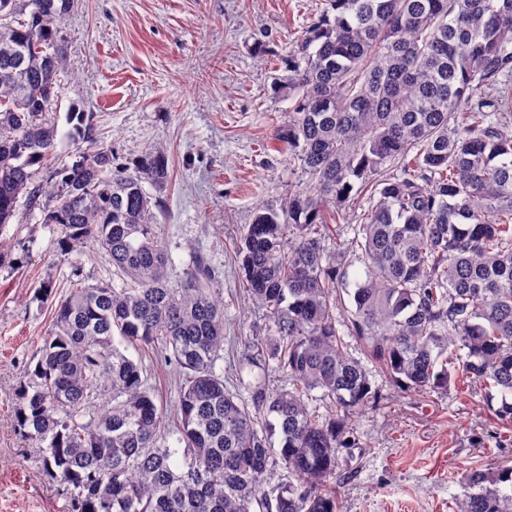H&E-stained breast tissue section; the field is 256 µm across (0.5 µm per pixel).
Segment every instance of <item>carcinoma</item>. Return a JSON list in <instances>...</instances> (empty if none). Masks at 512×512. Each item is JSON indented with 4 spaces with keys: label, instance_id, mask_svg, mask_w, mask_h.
I'll use <instances>...</instances> for the list:
<instances>
[{
    "label": "carcinoma",
    "instance_id": "carcinoma-1",
    "mask_svg": "<svg viewBox=\"0 0 512 512\" xmlns=\"http://www.w3.org/2000/svg\"><path fill=\"white\" fill-rule=\"evenodd\" d=\"M73 0H0V226L21 197L45 199L62 250L88 241L123 285L71 289L22 389V437L72 487L74 512H336L328 486L345 419L378 390L343 350L346 273L324 264L328 218L368 200L355 228L364 276L345 290L346 333L399 384L432 389L462 372L504 395L512 421V0H327L273 83L291 110L278 136L301 181L261 207L236 256L249 299L271 321L253 347L249 399L224 384V298L201 254L181 285L154 224L169 185L167 150L117 167L96 149L40 172L60 142L49 116ZM72 142L94 144L90 114L67 113ZM153 346L179 370L173 425L115 344ZM288 380L273 387L269 373ZM319 390L335 408L309 407ZM107 398L100 412L92 404ZM174 438L175 446L168 444ZM279 448H274V439ZM280 459L293 480L270 491ZM494 476L460 480L458 512H512Z\"/></svg>",
    "mask_w": 512,
    "mask_h": 512
}]
</instances>
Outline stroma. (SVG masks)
Segmentation results:
<instances>
[{
    "mask_svg": "<svg viewBox=\"0 0 512 512\" xmlns=\"http://www.w3.org/2000/svg\"><path fill=\"white\" fill-rule=\"evenodd\" d=\"M326 0H77L61 23L67 67L53 117L66 131L71 108L93 113L98 144L116 163L157 145L168 155L169 187L157 213L170 284L194 253L216 270L224 297L225 374L252 380L248 341L263 334L265 310L247 303L235 256L244 225L277 203L295 156L276 138L288 98L272 92L289 51ZM361 212L350 204L332 222L324 253L355 282L364 265L349 247ZM61 230L42 208L19 200L0 227V512H72V496L44 469L42 444L13 426L19 391L73 285L120 280L107 253L89 242L63 253ZM164 409L178 375L156 351L129 350ZM371 378L378 408L354 414L355 437L336 465V512H457L463 473L512 466V422L497 418V390L454 373L447 388L419 392Z\"/></svg>",
    "mask_w": 512,
    "mask_h": 512,
    "instance_id": "35a3bbf8",
    "label": "stroma"
}]
</instances>
